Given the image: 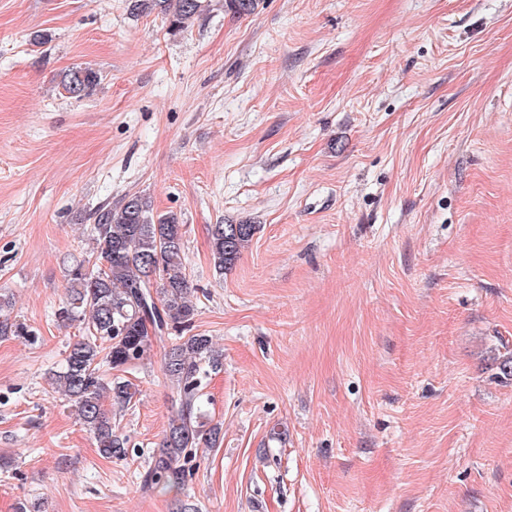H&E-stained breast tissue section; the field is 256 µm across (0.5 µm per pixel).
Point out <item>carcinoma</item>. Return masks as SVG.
<instances>
[{
	"instance_id": "cac0c4a2",
	"label": "carcinoma",
	"mask_w": 512,
	"mask_h": 512,
	"mask_svg": "<svg viewBox=\"0 0 512 512\" xmlns=\"http://www.w3.org/2000/svg\"><path fill=\"white\" fill-rule=\"evenodd\" d=\"M209 8L210 0H128L133 17L164 15L172 35L192 27ZM101 80L98 70L77 66L64 74L62 84L68 94L80 98L92 93ZM258 229L259 225L243 221L210 225L211 256L218 275L235 264ZM185 233V225L175 215H156L149 198L128 193L96 213L91 228L94 261L82 260L68 270L69 293L58 316L83 325L85 336L70 346L64 366L52 381L74 403L105 458L125 457L127 438L112 427L102 399L107 395L123 409L138 388L119 376L105 382L100 365L121 371L142 360L154 338L187 327L194 318L195 305L188 298ZM12 313L10 298L0 294V337L28 340V326ZM221 367L210 337H175L163 368L176 389V411L153 449L144 487L181 490L193 449L217 446L221 424L206 425L200 421V412L203 384Z\"/></svg>"
}]
</instances>
